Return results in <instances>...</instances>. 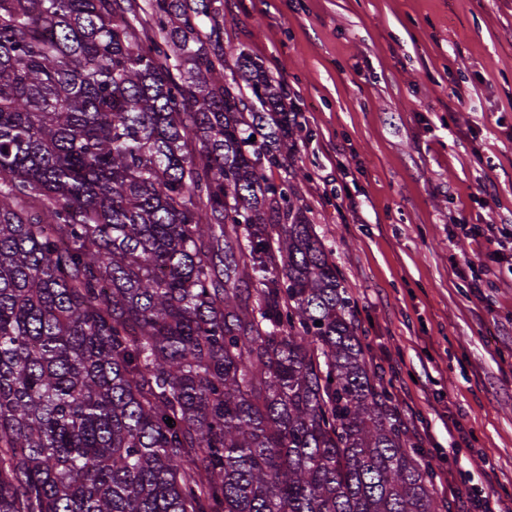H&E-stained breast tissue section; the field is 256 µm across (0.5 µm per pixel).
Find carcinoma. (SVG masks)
<instances>
[{"label": "carcinoma", "instance_id": "1", "mask_svg": "<svg viewBox=\"0 0 512 512\" xmlns=\"http://www.w3.org/2000/svg\"><path fill=\"white\" fill-rule=\"evenodd\" d=\"M216 2L0 0V512H445Z\"/></svg>", "mask_w": 512, "mask_h": 512}]
</instances>
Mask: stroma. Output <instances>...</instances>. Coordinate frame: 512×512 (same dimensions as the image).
Segmentation results:
<instances>
[{"label": "stroma", "mask_w": 512, "mask_h": 512, "mask_svg": "<svg viewBox=\"0 0 512 512\" xmlns=\"http://www.w3.org/2000/svg\"><path fill=\"white\" fill-rule=\"evenodd\" d=\"M221 2L225 51L288 90L307 217L439 495L512 512V274L473 286L492 248L451 234L512 221V0Z\"/></svg>", "instance_id": "obj_1"}]
</instances>
